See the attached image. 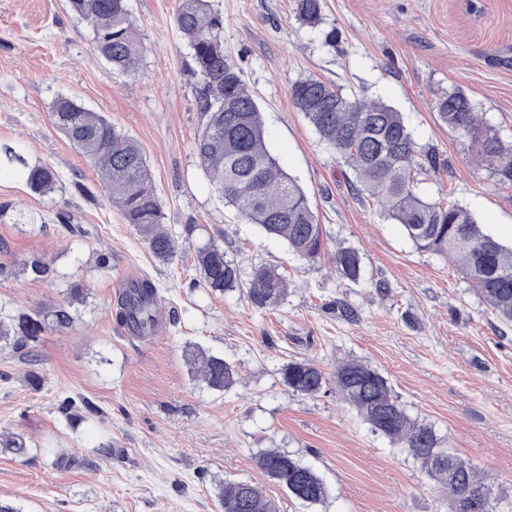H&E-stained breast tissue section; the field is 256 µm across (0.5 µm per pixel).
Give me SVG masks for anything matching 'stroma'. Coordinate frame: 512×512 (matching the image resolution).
I'll list each match as a JSON object with an SVG mask.
<instances>
[{"instance_id": "obj_1", "label": "stroma", "mask_w": 512, "mask_h": 512, "mask_svg": "<svg viewBox=\"0 0 512 512\" xmlns=\"http://www.w3.org/2000/svg\"><path fill=\"white\" fill-rule=\"evenodd\" d=\"M212 4L270 150L307 192L327 249H357L364 277L354 284L327 261L295 258L218 197L195 151L201 115L173 23L178 0H128L148 46L134 74L100 58L67 0H0V147L60 177L56 192L39 196L19 167H0V318L63 304L74 316L31 348L0 346V438L27 446L0 452V500L18 512H217L216 483L235 479L259 485L279 512H448L413 459L374 433L334 383L304 396L281 380L292 359L328 374L356 359L478 469L493 497L512 502V325L448 259L417 251L401 225L356 192L350 168L290 99L296 82L316 77L397 108L439 156L438 171H417V192L462 204L510 245L512 187L476 163L434 104L462 91L512 142V0H325L314 29L300 25L293 0ZM61 94L140 145L176 239L171 263L152 257L53 125ZM210 242L242 273L257 263L284 272L283 303L259 312L242 289L207 287L194 255ZM34 257L50 263V280L25 270ZM142 277L162 297L163 322L147 340L112 313L127 281ZM343 304L355 318L341 315ZM190 344L237 364L239 382L211 392L190 374ZM68 399L74 406L62 411ZM105 443L114 448L108 459ZM265 448L313 467L328 498L307 507L269 481L256 464ZM64 454L81 466L61 463Z\"/></svg>"}]
</instances>
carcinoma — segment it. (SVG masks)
Returning a JSON list of instances; mask_svg holds the SVG:
<instances>
[{"instance_id": "obj_1", "label": "carcinoma", "mask_w": 512, "mask_h": 512, "mask_svg": "<svg viewBox=\"0 0 512 512\" xmlns=\"http://www.w3.org/2000/svg\"><path fill=\"white\" fill-rule=\"evenodd\" d=\"M71 12L90 24L98 54L126 74L136 73L147 47L129 10L128 0H68ZM301 24L315 28L323 0H295ZM193 62V92L202 123L196 140L201 167L214 190L250 224L283 240L305 262L327 253L322 225L298 181L287 174L267 148L259 105L242 70L224 54V17L210 0H179L173 18ZM291 101L334 153L355 174V188L367 194L388 220L403 226L416 250L452 260L499 320L512 324V246L479 224L463 205L444 204L419 196L413 170L436 167V154L415 141L403 113L363 94H344L318 78L297 82ZM439 120L466 141L495 182L512 186V143L504 142L476 111L469 97L451 91L437 99ZM56 128L99 177L109 202L127 224L137 227L152 256L163 263L177 253L173 235L162 226L161 206L146 159L135 140L104 115L77 101L57 97L51 107ZM8 162L25 169L30 190L40 196L55 192L59 181L47 165L29 166L4 148ZM330 262L343 279L362 277V258L351 247H338ZM194 264L215 291L239 285L240 269L218 245L197 249ZM288 295V280L277 268L252 267L246 297L257 311H272ZM157 288L147 278L131 281L113 305L117 323L135 336H151L161 312ZM73 317L65 307L52 320L40 312L22 313L7 324L0 320V342L22 348L48 328L64 329ZM191 371L220 394L232 388L239 369L202 347L190 351ZM291 391L312 396L327 382L326 373L308 360H291L281 368ZM336 389L371 430L404 449L419 463L435 489L448 499L450 512H461L469 488L486 497L482 512H493L491 493L477 469L443 446L432 425L412 418L394 398L387 379L357 360L342 361L333 373ZM256 463L264 476L306 506L322 503L328 488L311 467L278 449L261 451ZM215 497L222 512H278L262 489L243 480H224Z\"/></svg>"}]
</instances>
